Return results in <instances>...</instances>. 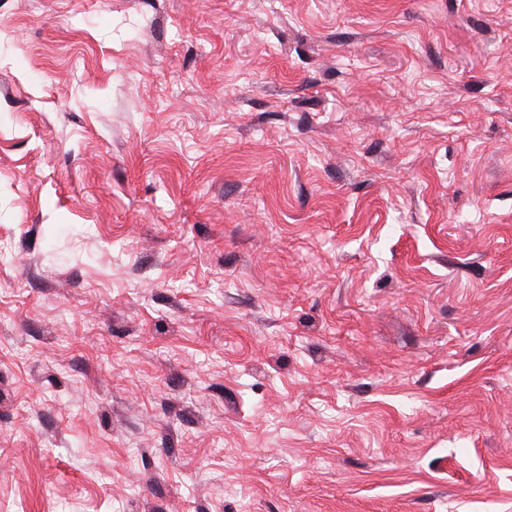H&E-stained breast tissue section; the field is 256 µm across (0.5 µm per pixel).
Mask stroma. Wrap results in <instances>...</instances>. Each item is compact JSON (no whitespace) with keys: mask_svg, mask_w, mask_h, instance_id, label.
<instances>
[{"mask_svg":"<svg viewBox=\"0 0 512 512\" xmlns=\"http://www.w3.org/2000/svg\"><path fill=\"white\" fill-rule=\"evenodd\" d=\"M0 512H512V0H0Z\"/></svg>","mask_w":512,"mask_h":512,"instance_id":"1","label":"stroma"}]
</instances>
